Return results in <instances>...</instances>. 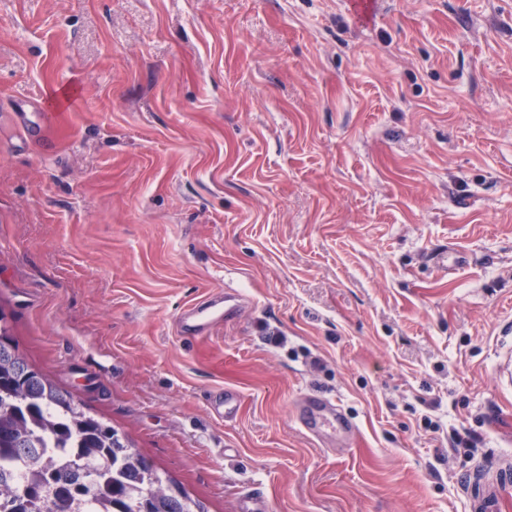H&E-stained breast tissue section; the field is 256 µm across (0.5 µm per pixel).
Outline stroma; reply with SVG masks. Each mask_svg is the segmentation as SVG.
I'll list each match as a JSON object with an SVG mask.
<instances>
[{
  "instance_id": "35a3bbf8",
  "label": "stroma",
  "mask_w": 512,
  "mask_h": 512,
  "mask_svg": "<svg viewBox=\"0 0 512 512\" xmlns=\"http://www.w3.org/2000/svg\"><path fill=\"white\" fill-rule=\"evenodd\" d=\"M0 308L208 512H512V0H0ZM245 303V296L233 288L212 292L181 312L176 321L177 334L186 338H202L214 326L236 321ZM207 406L213 417L224 420L235 418L239 408V395L233 389H216L209 393ZM296 419L309 435L319 441L354 430L336 400L323 396H305L296 406Z\"/></svg>"
}]
</instances>
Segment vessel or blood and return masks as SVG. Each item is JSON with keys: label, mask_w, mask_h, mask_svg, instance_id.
<instances>
[{"label": "vessel or blood", "mask_w": 512, "mask_h": 512, "mask_svg": "<svg viewBox=\"0 0 512 512\" xmlns=\"http://www.w3.org/2000/svg\"><path fill=\"white\" fill-rule=\"evenodd\" d=\"M245 303L244 296L232 288L210 293L181 312L176 321V331L186 338L204 337L214 326L236 321ZM207 406L213 417L224 420L236 417L239 395L229 388L214 390L208 395ZM296 419L309 435L319 440L354 429L340 405L323 396L304 397L296 406Z\"/></svg>", "instance_id": "1"}]
</instances>
